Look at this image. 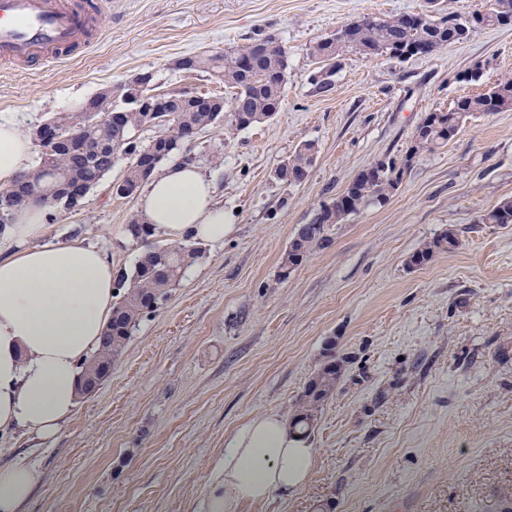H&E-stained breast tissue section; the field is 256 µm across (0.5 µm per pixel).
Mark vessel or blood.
I'll return each instance as SVG.
<instances>
[{
  "instance_id": "b4317fda",
  "label": "vessel or blood",
  "mask_w": 512,
  "mask_h": 512,
  "mask_svg": "<svg viewBox=\"0 0 512 512\" xmlns=\"http://www.w3.org/2000/svg\"><path fill=\"white\" fill-rule=\"evenodd\" d=\"M110 0H0V60L52 62L90 43Z\"/></svg>"
}]
</instances>
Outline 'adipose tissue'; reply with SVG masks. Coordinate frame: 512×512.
<instances>
[{
    "instance_id": "adipose-tissue-1",
    "label": "adipose tissue",
    "mask_w": 512,
    "mask_h": 512,
    "mask_svg": "<svg viewBox=\"0 0 512 512\" xmlns=\"http://www.w3.org/2000/svg\"><path fill=\"white\" fill-rule=\"evenodd\" d=\"M33 145L14 117L0 114V189L32 169ZM154 233L174 241H223L233 229L215 201V185L194 165L176 162L157 174L139 201ZM49 211L28 207L0 231V434L50 436L76 411L82 363L98 348L112 318L116 275L98 247L45 243ZM312 448L285 416L251 418L215 466L206 512H239L310 479ZM42 482L25 457L0 463V512H23Z\"/></svg>"
}]
</instances>
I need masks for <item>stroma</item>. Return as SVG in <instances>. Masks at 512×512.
Masks as SVG:
<instances>
[{
  "label": "stroma",
  "instance_id": "stroma-1",
  "mask_svg": "<svg viewBox=\"0 0 512 512\" xmlns=\"http://www.w3.org/2000/svg\"><path fill=\"white\" fill-rule=\"evenodd\" d=\"M486 0H112L102 35L45 67L0 65V113L23 132L152 72L164 94L234 91L177 69L193 54L271 35L288 51L272 119L200 132L181 150L218 186L233 224L206 243L170 298L144 317L100 390L49 439L0 436L43 474L24 512H205L209 477L237 429L290 414L334 343L344 372L308 439L307 485L240 512H501L512 494V224L480 217L512 197V112L479 114L419 155L397 193L334 225L289 277L280 265L310 223L373 161L401 155L426 113L512 73V26L476 30L436 55L393 63L346 51L328 91L311 48L350 20L470 14ZM480 68L479 82L465 73ZM315 147L305 181L274 171ZM124 163L47 236L96 244L115 272L143 246L124 228L137 198L112 193ZM456 248L411 269L443 230Z\"/></svg>",
  "mask_w": 512,
  "mask_h": 512
}]
</instances>
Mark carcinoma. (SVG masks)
Listing matches in <instances>:
<instances>
[{"mask_svg": "<svg viewBox=\"0 0 512 512\" xmlns=\"http://www.w3.org/2000/svg\"><path fill=\"white\" fill-rule=\"evenodd\" d=\"M512 26V0H492L491 7L478 13V20H463L445 15L425 14L423 20L412 24L401 17L376 19L362 17L345 29L343 42L335 46L322 40L313 47L311 54L331 61L343 48H352L365 57H384L391 61L408 60L405 51L420 44L431 48L432 53L456 43L466 41L476 27ZM268 40L263 38L242 51L196 56V70L221 76L224 85L237 89L231 101L224 131L231 133L259 123L276 112L285 93L287 50L275 52L265 49ZM122 110L127 112L123 125H114L99 115H80L67 112L50 120L60 131V136L72 140L74 149L41 150V165L33 174H25L15 183V188L27 195L42 199L52 211L61 207L58 182L69 177L84 182L89 187L97 185L112 172L113 159L126 162L121 183L143 186L140 161L154 154L156 138L146 142L137 133L145 128L158 130V135L169 146L166 159H171L182 146L181 126L194 124L203 130L217 126L215 116L208 109L179 112L173 119H166L164 112H141L137 105L123 100ZM512 111V74L501 75L485 92L463 96L448 111L428 112L416 128L405 155L398 158L377 160L376 175L369 179L360 176L349 182L339 197L348 201L344 206L337 201L324 204L312 221L298 227L290 247L281 261L283 276H288L316 249L330 243L329 233L335 224H341L350 215L360 212L370 204L387 202L399 189L403 174L413 159L424 151H432L448 143L471 117L487 112ZM314 145L305 143L287 159L288 172L293 181L300 182L308 174ZM484 224H512V198H504L481 216ZM125 231L132 239L145 243V250L131 273L118 275L115 302L112 306L110 334L103 336L101 346L84 372L98 365L114 364L120 360L129 343L131 330L145 316L151 314L143 304L146 296L165 300L180 283L184 270L201 255V247L186 240L158 245L148 241L152 236L150 226L137 215L130 218ZM455 233L443 232L421 245L407 260L410 267L429 265L435 256L457 247ZM340 374L336 369L319 367L310 379L303 394L289 415V424L303 438L313 431L320 411L336 391Z\"/></svg>", "mask_w": 512, "mask_h": 512, "instance_id": "carcinoma-1", "label": "carcinoma"}]
</instances>
